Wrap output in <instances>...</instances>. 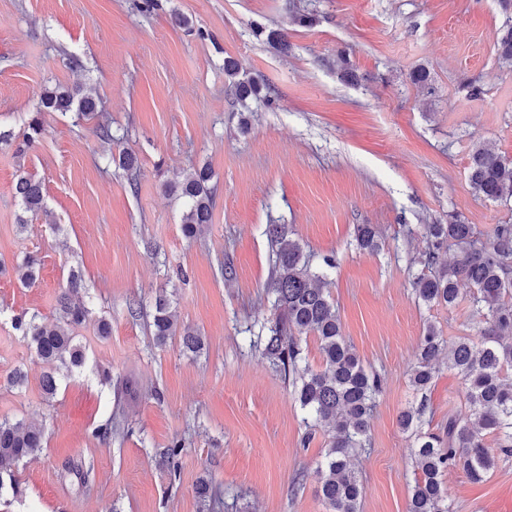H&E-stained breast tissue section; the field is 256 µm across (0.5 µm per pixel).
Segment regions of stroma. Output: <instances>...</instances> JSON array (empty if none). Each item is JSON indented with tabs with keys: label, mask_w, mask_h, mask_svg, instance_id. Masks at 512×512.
Wrapping results in <instances>:
<instances>
[{
	"label": "stroma",
	"mask_w": 512,
	"mask_h": 512,
	"mask_svg": "<svg viewBox=\"0 0 512 512\" xmlns=\"http://www.w3.org/2000/svg\"><path fill=\"white\" fill-rule=\"evenodd\" d=\"M0 0V131L22 134L44 90L92 91L94 118L48 112L36 146L0 143V419L41 426L44 447L15 466L23 492H0V512H207L196 487L219 490L221 512H328L318 467L331 438L276 372L260 338L273 314L268 225L286 224L314 265L336 260L328 291L342 334L382 379L369 446L354 458L361 512H408L417 440L399 426L423 407L422 430L442 433L467 412L461 379L440 367L426 391L410 372L428 323L447 340L474 335L469 298L426 307L411 261L422 227L449 214L487 233L512 224V203L476 196L467 167L476 142L512 159V68L495 52L498 0ZM311 19L295 23L297 15ZM281 31L280 47L267 40ZM81 65L73 68L70 57ZM259 78L271 101L239 102L225 58ZM425 66L433 90L409 74ZM480 98L468 97L469 85ZM112 129L111 140L98 136ZM139 161L136 183L116 162ZM206 166L215 203L204 234L185 238L183 202L167 182ZM43 184L45 214L15 224L19 175ZM382 246L360 250L356 227ZM38 259L34 283L15 273ZM231 275H223L224 266ZM91 312L76 329L85 362L60 373L11 325L27 311L54 321L71 268ZM205 341L156 345L155 298ZM111 332L97 334L98 320ZM23 369L27 381L10 377ZM117 417L112 440L93 430ZM183 448L175 464L160 453ZM86 478H79V471ZM454 512H512V455L481 483L443 478Z\"/></svg>",
	"instance_id": "35a3bbf8"
}]
</instances>
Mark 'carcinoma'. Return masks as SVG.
<instances>
[{
    "instance_id": "obj_1",
    "label": "carcinoma",
    "mask_w": 512,
    "mask_h": 512,
    "mask_svg": "<svg viewBox=\"0 0 512 512\" xmlns=\"http://www.w3.org/2000/svg\"><path fill=\"white\" fill-rule=\"evenodd\" d=\"M506 21L496 42L498 60L512 67V0H499ZM239 62L224 59V76L237 95L247 99L260 92L253 78L241 79ZM76 110L85 118L96 112L89 94L62 87L45 91L40 112L18 136L0 132V143L18 141L17 151L32 148L44 134V112ZM211 171L195 169L166 190L186 202L182 233L194 238L211 222ZM468 179L473 192L488 200L512 201V160L493 147L479 142L469 154ZM14 196L23 211L33 216L43 210L41 183L24 174L18 178ZM426 246L413 264L411 287L427 307L451 308L458 303L460 287L473 289L471 307L479 319L478 339L462 336L447 342L433 324L425 327L412 368V386L422 391L432 382L436 365L447 360L464 385L469 413L450 417L443 434L421 432L423 408L401 412L403 431L417 436L414 459L419 477L415 480L409 512H452L443 490L446 472L458 470L471 482L480 483L496 468L498 457L488 446L489 435L497 439L501 452L512 454V224H496L481 237L472 224L452 219L446 224L423 225ZM268 236L273 265L267 288L278 311L265 337L264 355L275 370L295 375L294 399L318 424L332 427L333 434L320 464V496L330 512H359L362 487L353 467V453L365 447L375 400L381 392L380 376L366 368L355 348L341 331L336 304L321 287L323 276L313 271L311 260L292 239L285 224H271ZM356 241L360 249L376 252L381 236L371 224H359ZM456 250L452 260L448 250ZM84 287L80 271L72 269L67 288L59 299L57 322H39L23 311L12 317V327L28 341L35 354L50 365L79 368L85 351L75 341L73 330L84 325L89 310L74 299ZM153 335L160 345L175 336L177 322L168 301L157 299ZM313 335L319 343L322 369L300 366L303 361L298 338ZM42 431L21 422L0 421V490L9 485L14 493L20 484L10 467L40 451Z\"/></svg>"
}]
</instances>
